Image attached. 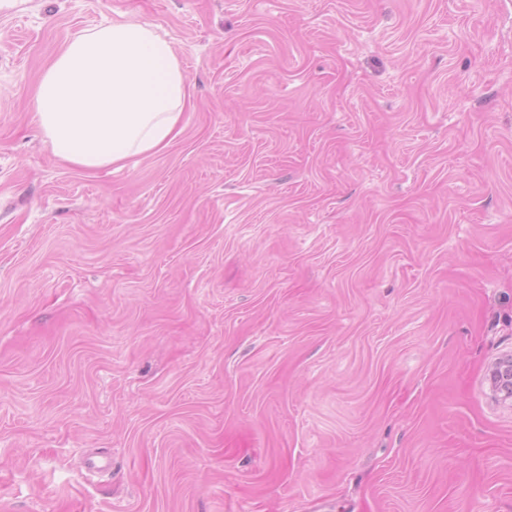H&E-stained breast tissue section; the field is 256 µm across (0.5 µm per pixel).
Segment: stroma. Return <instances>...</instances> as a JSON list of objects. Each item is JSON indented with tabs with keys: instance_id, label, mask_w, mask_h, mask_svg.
<instances>
[{
	"instance_id": "obj_1",
	"label": "stroma",
	"mask_w": 512,
	"mask_h": 512,
	"mask_svg": "<svg viewBox=\"0 0 512 512\" xmlns=\"http://www.w3.org/2000/svg\"><path fill=\"white\" fill-rule=\"evenodd\" d=\"M119 16L186 126L83 172ZM509 357L512 0H0V512H512ZM187 89L172 43L148 23L113 19L69 41L36 93L53 154L92 172L167 149L183 131ZM490 382L495 394L512 401V358L497 362L490 371ZM502 394V396H501Z\"/></svg>"
}]
</instances>
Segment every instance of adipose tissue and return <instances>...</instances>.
Instances as JSON below:
<instances>
[{"instance_id":"obj_1","label":"adipose tissue","mask_w":512,"mask_h":512,"mask_svg":"<svg viewBox=\"0 0 512 512\" xmlns=\"http://www.w3.org/2000/svg\"><path fill=\"white\" fill-rule=\"evenodd\" d=\"M187 89L170 41L117 18L85 30L40 79L36 119L53 154L92 172L167 149L183 131Z\"/></svg>"}]
</instances>
